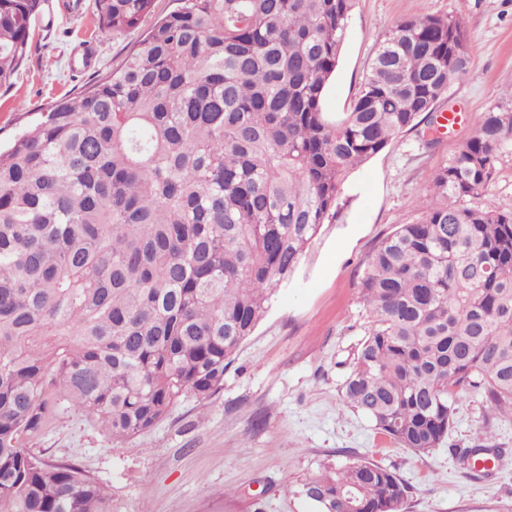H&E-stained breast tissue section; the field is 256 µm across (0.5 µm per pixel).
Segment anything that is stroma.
Returning <instances> with one entry per match:
<instances>
[{
	"instance_id": "1",
	"label": "stroma",
	"mask_w": 512,
	"mask_h": 512,
	"mask_svg": "<svg viewBox=\"0 0 512 512\" xmlns=\"http://www.w3.org/2000/svg\"><path fill=\"white\" fill-rule=\"evenodd\" d=\"M463 15L470 65L437 114L465 113L434 144L408 132L346 178L336 218L323 224L287 285L240 346L209 400L188 396L152 429L117 442L67 402L24 444L77 465L107 487L111 512H317L298 492L326 465L362 458L397 472L402 512H512V412L483 392L462 396L442 443L418 456L342 401L350 363L372 325L359 294L375 244L419 216L417 198L475 133L480 114L512 86V0H355L328 112L349 111L379 41L422 13ZM142 29L105 40L92 0H46L27 58L0 89V139L56 99L115 68ZM499 449L495 466L463 464L467 448Z\"/></svg>"
}]
</instances>
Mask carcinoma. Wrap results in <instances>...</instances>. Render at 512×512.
Returning a JSON list of instances; mask_svg holds the SVG:
<instances>
[{
    "label": "carcinoma",
    "instance_id": "1",
    "mask_svg": "<svg viewBox=\"0 0 512 512\" xmlns=\"http://www.w3.org/2000/svg\"><path fill=\"white\" fill-rule=\"evenodd\" d=\"M45 0H0V87ZM154 0H93L98 33ZM354 0H181L122 64L54 102L0 151V512H109L102 485L25 448L70 402L114 439L224 386L341 187L431 120L466 71L464 19L390 29L351 111H323ZM512 150V90L374 248V326L344 403L403 447H438L461 393L512 408V211L486 195ZM299 494L319 512H401L407 487L356 458Z\"/></svg>",
    "mask_w": 512,
    "mask_h": 512
}]
</instances>
